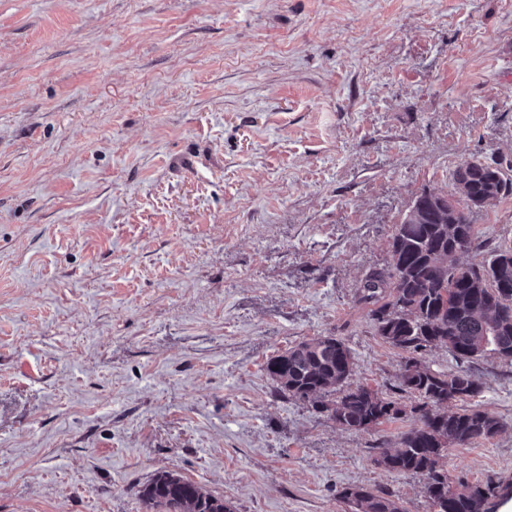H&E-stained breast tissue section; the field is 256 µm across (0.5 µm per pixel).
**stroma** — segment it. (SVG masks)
<instances>
[{
  "label": "stroma",
  "mask_w": 512,
  "mask_h": 512,
  "mask_svg": "<svg viewBox=\"0 0 512 512\" xmlns=\"http://www.w3.org/2000/svg\"><path fill=\"white\" fill-rule=\"evenodd\" d=\"M473 158L512 164V0H0V512H146L160 471L233 512H431L374 463L416 418L344 430L263 366L332 335L414 404L359 289ZM473 222L477 264L512 195ZM421 360L500 420L443 461L498 512L512 361ZM341 497L351 512H404L392 494L367 487H347Z\"/></svg>",
  "instance_id": "35a3bbf8"
}]
</instances>
